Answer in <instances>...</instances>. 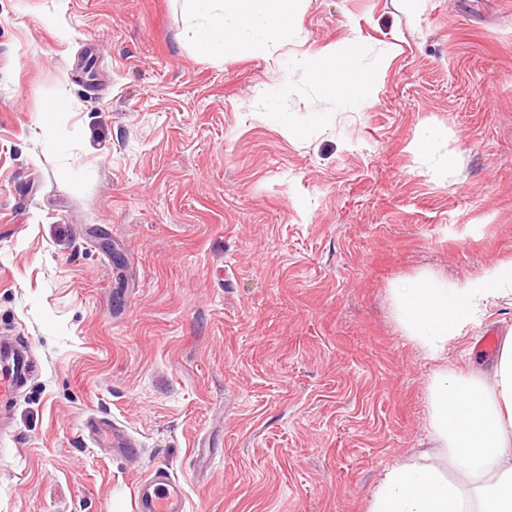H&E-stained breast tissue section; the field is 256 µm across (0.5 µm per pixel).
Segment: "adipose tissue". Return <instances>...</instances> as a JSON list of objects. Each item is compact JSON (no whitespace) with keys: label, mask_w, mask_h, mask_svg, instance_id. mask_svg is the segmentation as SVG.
<instances>
[{"label":"adipose tissue","mask_w":512,"mask_h":512,"mask_svg":"<svg viewBox=\"0 0 512 512\" xmlns=\"http://www.w3.org/2000/svg\"><path fill=\"white\" fill-rule=\"evenodd\" d=\"M294 0H182L197 26L196 47L223 55L247 41L296 31ZM359 35L307 64L331 97L357 101L354 63ZM512 294V263H499L456 287L422 278L395 289L393 300L406 335L424 355L440 360L481 306ZM432 448L385 469L367 512H512V332L504 336L490 373L465 376L441 369L429 386Z\"/></svg>","instance_id":"1"}]
</instances>
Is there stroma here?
Wrapping results in <instances>:
<instances>
[{
  "mask_svg": "<svg viewBox=\"0 0 512 512\" xmlns=\"http://www.w3.org/2000/svg\"><path fill=\"white\" fill-rule=\"evenodd\" d=\"M294 8L217 57L181 0H0V336L36 364L0 512H137L158 466L187 512H366L434 372L493 362L512 295L436 362L392 290L512 260V0ZM354 34L359 108L295 64ZM84 432L88 433L97 448H101L106 455L136 459L140 454L135 441L100 418L89 417L85 422Z\"/></svg>",
  "mask_w": 512,
  "mask_h": 512,
  "instance_id": "1",
  "label": "stroma"
}]
</instances>
